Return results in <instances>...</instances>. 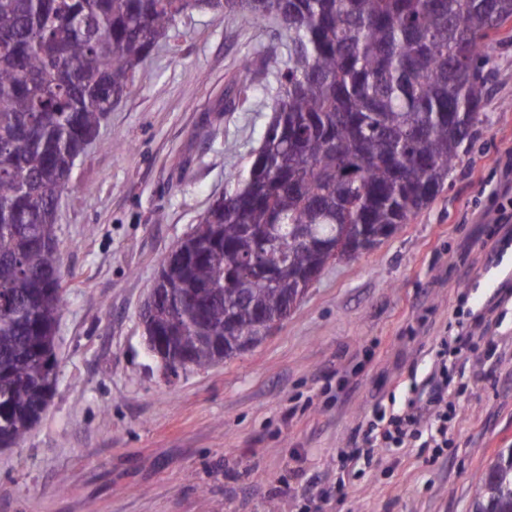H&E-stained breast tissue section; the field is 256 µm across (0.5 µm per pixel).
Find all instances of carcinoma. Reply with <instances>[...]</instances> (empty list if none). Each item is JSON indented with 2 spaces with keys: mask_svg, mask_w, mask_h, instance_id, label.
Masks as SVG:
<instances>
[{
  "mask_svg": "<svg viewBox=\"0 0 512 512\" xmlns=\"http://www.w3.org/2000/svg\"><path fill=\"white\" fill-rule=\"evenodd\" d=\"M203 5L274 21L288 60H259L282 94L247 175L159 267L168 315L148 308L144 320L184 369L255 332L252 308L287 316L300 273L330 263L283 225L395 232L436 198L485 122L495 45L512 21V0H0V448L23 441L55 389V209L72 161L177 18ZM256 91L247 68L224 110ZM473 512H512V466L490 465Z\"/></svg>",
  "mask_w": 512,
  "mask_h": 512,
  "instance_id": "carcinoma-1",
  "label": "carcinoma"
}]
</instances>
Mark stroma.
<instances>
[{
  "label": "stroma",
  "instance_id": "35a3bbf8",
  "mask_svg": "<svg viewBox=\"0 0 512 512\" xmlns=\"http://www.w3.org/2000/svg\"><path fill=\"white\" fill-rule=\"evenodd\" d=\"M266 51L288 55L274 23L187 12L77 159L57 205L55 391L26 439L0 449V512H472L475 482L512 448L509 300L456 365L462 420L447 447L424 431L345 459L376 404L401 409L441 337L512 283V236L496 222L512 197L511 42L495 52L488 122L433 202L325 267L253 349L174 377L149 354L141 312L161 260L263 142L277 77L256 72L234 112L224 93Z\"/></svg>",
  "mask_w": 512,
  "mask_h": 512
}]
</instances>
